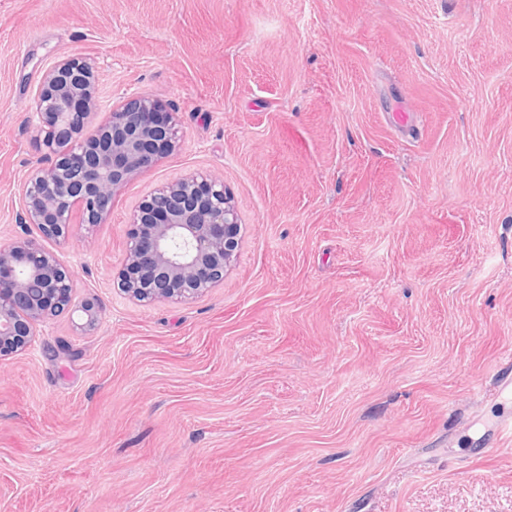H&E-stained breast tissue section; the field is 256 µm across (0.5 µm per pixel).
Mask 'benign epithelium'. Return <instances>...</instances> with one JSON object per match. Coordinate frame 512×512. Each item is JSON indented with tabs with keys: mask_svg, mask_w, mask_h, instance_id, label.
Segmentation results:
<instances>
[{
	"mask_svg": "<svg viewBox=\"0 0 512 512\" xmlns=\"http://www.w3.org/2000/svg\"><path fill=\"white\" fill-rule=\"evenodd\" d=\"M101 112L95 60L62 59L47 69L35 98L38 135L54 155L27 175L21 190L24 223L46 238L64 239L81 208L102 222L132 177L151 168L178 140L174 113L147 96ZM241 224L224 181L186 175L155 189L134 212L118 287L130 298L183 302L224 281L236 257ZM74 273L29 234L0 244V358L31 347L37 325L80 312L77 328H93L99 311L75 304Z\"/></svg>",
	"mask_w": 512,
	"mask_h": 512,
	"instance_id": "obj_1",
	"label": "benign epithelium"
}]
</instances>
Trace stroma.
<instances>
[{"mask_svg": "<svg viewBox=\"0 0 512 512\" xmlns=\"http://www.w3.org/2000/svg\"><path fill=\"white\" fill-rule=\"evenodd\" d=\"M87 56L180 141L44 241L101 316L0 360V512H512V0H0V242ZM188 173L237 259L135 303L128 221Z\"/></svg>", "mask_w": 512, "mask_h": 512, "instance_id": "obj_1", "label": "stroma"}]
</instances>
